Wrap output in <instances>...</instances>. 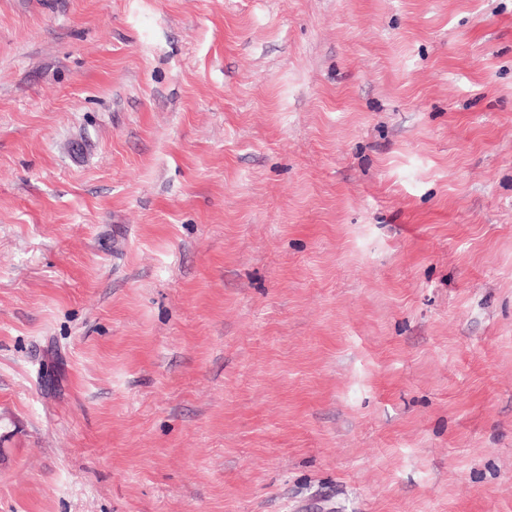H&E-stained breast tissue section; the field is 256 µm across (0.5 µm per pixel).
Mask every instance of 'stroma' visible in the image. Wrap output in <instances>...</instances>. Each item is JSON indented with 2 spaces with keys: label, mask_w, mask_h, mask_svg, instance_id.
<instances>
[{
  "label": "stroma",
  "mask_w": 512,
  "mask_h": 512,
  "mask_svg": "<svg viewBox=\"0 0 512 512\" xmlns=\"http://www.w3.org/2000/svg\"><path fill=\"white\" fill-rule=\"evenodd\" d=\"M0 512H512V0H0Z\"/></svg>",
  "instance_id": "1"
}]
</instances>
